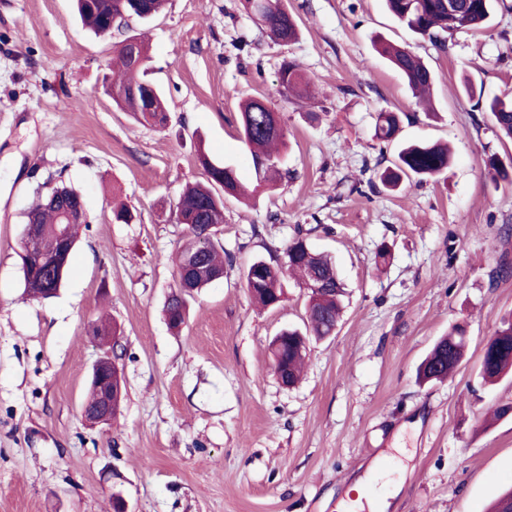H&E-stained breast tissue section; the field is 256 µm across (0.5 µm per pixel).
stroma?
Segmentation results:
<instances>
[{"mask_svg":"<svg viewBox=\"0 0 512 512\" xmlns=\"http://www.w3.org/2000/svg\"><path fill=\"white\" fill-rule=\"evenodd\" d=\"M300 26L282 45L243 0H168L144 25L148 77L171 121L156 129L119 110L104 89L125 37L85 31L73 0H0V512H485L512 489V377L485 387L482 349L512 313V184L483 161L512 159L484 97L512 98V0L479 32L445 45L417 36L383 0H283ZM410 46L434 76L432 109L374 50ZM295 61L315 96L272 103L288 150L278 186L224 202L218 239L233 263L193 294L180 331L163 304L188 234L173 208L206 180L197 154L233 164L252 183L239 103ZM399 113L392 141L380 112ZM448 144L438 178L382 186L400 144ZM78 191L88 221L56 297L25 296L18 254L37 192ZM126 204L135 223L116 224ZM327 254L346 289L335 334L311 342L303 378L282 387L270 343L303 326L307 291L287 282L256 308L245 272L283 260L298 232ZM120 329L112 351L91 333ZM466 328L452 379L422 383L417 367L451 325ZM111 354L125 381L116 419L85 422L93 364Z\"/></svg>","mask_w":512,"mask_h":512,"instance_id":"stroma-1","label":"stroma"}]
</instances>
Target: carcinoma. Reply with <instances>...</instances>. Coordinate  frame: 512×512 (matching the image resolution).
<instances>
[{
    "mask_svg": "<svg viewBox=\"0 0 512 512\" xmlns=\"http://www.w3.org/2000/svg\"><path fill=\"white\" fill-rule=\"evenodd\" d=\"M135 20L144 23L158 15L166 0H136ZM495 0H384V4L399 22L412 33L438 42L460 29L479 30L490 21ZM120 0H76L78 14L95 34L108 29H130L129 21L122 17ZM244 7L263 25L270 36L278 41L292 42L298 36L297 23L281 5V0H244ZM139 40L137 54L124 45L116 48L119 74L109 88L112 100L125 112H130L141 124L158 126L165 117L166 100L160 89L144 79L151 57L142 33L132 34L126 40ZM376 51L386 58L418 95L429 90L433 82L430 69L409 48L387 40L375 43ZM310 81L297 66L285 61L281 65L276 83L265 100L247 99L240 106V126L245 137L242 141L249 149L252 164L262 163L254 169L255 183L245 187L230 164H216L204 153H198V162L207 174V184L187 187L177 208L191 216L194 223L187 225L191 240L176 256L175 263L181 279L178 291L171 293L165 303L168 323L177 329L185 323L188 310L186 295L209 285V280L187 271L181 272L185 258L192 252L201 255L206 268L219 274L224 272V256L220 254L213 237L218 225L224 223V197L256 196L273 187L278 173L282 151L287 139L280 125L278 113L268 102L286 95L310 94ZM485 108L496 120L499 131L512 140V99L493 97L485 101ZM400 116L396 112H382L376 130L377 138L391 140L399 129ZM448 146L440 143L409 142L401 145L397 162L380 174L383 186L395 188L412 175L422 179L441 175L450 163ZM74 201L78 193L66 186H57L37 196L29 209V216L44 229L30 237L24 246L25 256L19 257L25 291L34 298L48 299L61 287L67 271L70 254L60 253L54 234L58 223L53 198ZM285 261L273 265L264 260L253 262L246 273V288L261 306L276 307L285 297L284 281L288 275H297L309 290L306 309L307 326L301 331L285 328L273 339L270 349L277 365L284 367L288 385L298 382L307 358L309 336L321 340L334 335L342 310L345 289L329 258L310 249L306 240L296 238L284 251ZM494 340L483 348L480 379L483 385H494L512 375V313L502 317L495 329ZM467 338L460 326L452 327L448 335L440 338L419 366L422 381H442L464 359Z\"/></svg>",
    "mask_w": 512,
    "mask_h": 512,
    "instance_id": "cac0c4a2",
    "label": "carcinoma"
}]
</instances>
